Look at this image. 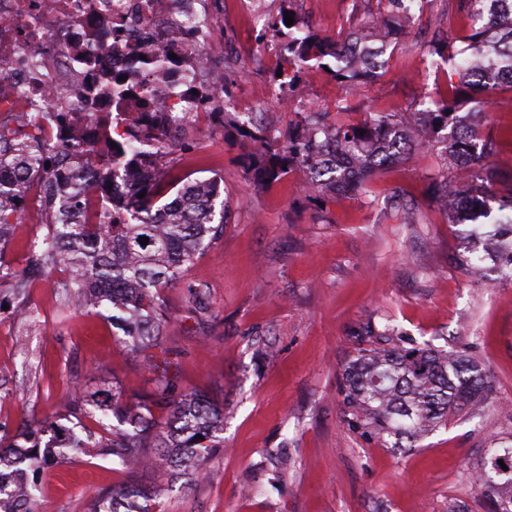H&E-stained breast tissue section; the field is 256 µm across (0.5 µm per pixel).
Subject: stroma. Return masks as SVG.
<instances>
[{"mask_svg": "<svg viewBox=\"0 0 512 512\" xmlns=\"http://www.w3.org/2000/svg\"><path fill=\"white\" fill-rule=\"evenodd\" d=\"M217 21L214 54L224 63L225 117L196 127L180 143L165 176L214 179L224 203V232L203 249L181 281L162 289L170 325L163 339L182 388L207 393L224 408V445L207 459V478L172 485L152 512H492L474 472L492 440L512 435V285L465 274L463 227L449 223L433 196L441 168L436 151L412 147L356 194L306 192V168L257 184L253 146L242 136L262 123L281 132L298 114L271 98L277 58L266 52L267 29L295 25L336 36L360 25L375 0H209ZM470 33L463 0H427L402 48L386 53L371 87L349 85L313 67L303 84L319 110L334 112L353 97L348 115L423 110L456 91L477 109L479 137H492L489 163L498 188L512 186V90L487 95L453 87L431 50H461ZM419 223L401 220L403 205ZM61 271L29 281L18 317L11 285L0 286V428L58 415L74 389L118 383L145 398L154 375L130 358L111 324L65 305ZM391 325L416 344L475 357L488 371L493 400L478 414L452 418L414 448H384L343 422V370L357 353L367 321ZM277 351L260 356L258 339ZM285 451L290 467L277 477L268 454ZM159 473L127 475L110 460L63 463L42 481L41 512H85L97 489L148 488Z\"/></svg>", "mask_w": 512, "mask_h": 512, "instance_id": "stroma-1", "label": "stroma"}]
</instances>
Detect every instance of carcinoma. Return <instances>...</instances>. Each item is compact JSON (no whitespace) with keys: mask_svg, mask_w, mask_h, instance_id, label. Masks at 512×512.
<instances>
[{"mask_svg":"<svg viewBox=\"0 0 512 512\" xmlns=\"http://www.w3.org/2000/svg\"><path fill=\"white\" fill-rule=\"evenodd\" d=\"M400 0H377L372 20L352 32L361 48L385 54L388 46L376 40V22L399 11ZM468 12L481 17L473 27L470 45L483 65L482 89L491 94L503 80L512 83V26L502 24L500 12L512 9V0H465ZM288 56L280 65L282 84H292L309 63L327 67L335 77L349 84L358 78L355 70L332 67L348 49L340 39L319 37L303 30L287 34ZM447 46L443 57L448 69L464 85L469 80V57ZM456 95L434 103L421 113L417 124L405 123L401 112H368L358 125L330 122L326 112L301 113L305 134L288 137L279 148L268 146L269 129L247 133L258 146L255 173L270 184L294 166L311 174L309 189L334 194L339 188L358 192L380 167L405 156L406 139L432 148L443 157L435 194L441 204L450 196H466L473 189L492 190L494 172L486 163L492 137L483 139L480 150L464 152L468 142L477 141ZM155 118L142 113L133 125L112 143L101 145L104 164L123 169L139 164L155 170L153 176L132 188L125 196L112 199V208L89 212L88 195L82 182L69 190L51 188L45 196L43 245L30 251L26 278L14 284V293L24 295L27 279L62 268L69 272L67 301L88 308L121 330L129 354L142 357L154 371L156 390L146 399L130 402L120 388L101 387L77 391L66 412L52 419L25 421L13 435H0V479L12 474L16 495L0 487V512H32L41 493L42 474L62 462H84L86 457L112 460L113 470L130 473L151 465L164 469L175 479L191 486L206 477L204 461L211 449L224 444V408L203 393H184L169 371L170 361L162 338L170 316L160 289L180 278L196 254L224 232V220L214 223L219 186L214 181L188 183L175 197L158 204L159 182L167 163L169 146L152 137L147 127ZM324 135L339 146H352L356 153L348 165L330 166L313 141ZM33 158L31 146L22 138L7 152L0 149V171L20 173ZM464 161L468 182L452 191L448 165ZM145 196L138 197L139 193ZM21 211L0 198V283L14 277L4 260V248L11 228L20 223ZM495 247L478 254H457L454 261L467 274L493 282L512 284V216L495 225ZM149 238L140 244V238ZM491 261L494 268L482 266ZM366 348L344 369L343 414L345 423L376 439L384 448H399L402 440L414 447L448 419L465 410L469 413L489 403L493 388L489 375L476 359L456 350L430 344H407L404 335L385 325L380 330L368 323L357 333ZM166 411L164 421L154 410ZM95 419L109 437L103 439L87 430L84 420ZM151 448L146 454L143 449ZM506 468H501L498 460ZM476 485L495 512H512V436L496 439L476 467ZM166 488L141 491L127 485L102 488L92 495L87 512H119L122 500H131L127 512H150L146 503L158 501Z\"/></svg>","mask_w":512,"mask_h":512,"instance_id":"1","label":"carcinoma"}]
</instances>
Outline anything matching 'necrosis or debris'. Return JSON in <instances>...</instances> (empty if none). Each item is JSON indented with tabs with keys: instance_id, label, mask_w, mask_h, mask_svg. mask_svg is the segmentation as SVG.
I'll return each mask as SVG.
<instances>
[{
	"instance_id": "4bbe7bcc",
	"label": "necrosis or debris",
	"mask_w": 512,
	"mask_h": 512,
	"mask_svg": "<svg viewBox=\"0 0 512 512\" xmlns=\"http://www.w3.org/2000/svg\"><path fill=\"white\" fill-rule=\"evenodd\" d=\"M214 33L203 0H0V129L35 135L52 158L24 174L22 209L41 212L49 181L101 171L95 143L114 113H155L157 132L175 137L222 111L224 69L199 51ZM156 53L169 62L145 65ZM112 75L130 90L123 101Z\"/></svg>"
}]
</instances>
